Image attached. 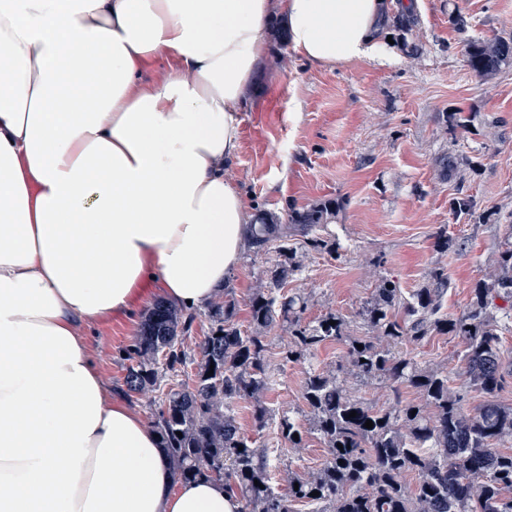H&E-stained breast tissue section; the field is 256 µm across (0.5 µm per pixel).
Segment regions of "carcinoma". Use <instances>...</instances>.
<instances>
[{
    "instance_id": "obj_1",
    "label": "carcinoma",
    "mask_w": 512,
    "mask_h": 512,
    "mask_svg": "<svg viewBox=\"0 0 512 512\" xmlns=\"http://www.w3.org/2000/svg\"><path fill=\"white\" fill-rule=\"evenodd\" d=\"M465 54L474 72L493 74L512 61V39L468 42ZM332 207L328 201L295 210L287 224L261 215L250 227L249 248L259 253L274 245L285 254L288 239L305 237L326 223ZM291 260L265 271V283L250 303L251 332L234 323L233 298L227 296L208 310L212 327L199 346L194 379L166 394L155 419L179 479L224 481L243 503L241 512H292L295 499L312 504L315 512H512V448H501L512 445V407L496 399L506 373L498 324L502 317L512 319V224L493 279L473 288L471 305L460 317L441 313L448 293L443 270L432 271L426 286L409 299L403 298L398 283L383 277L360 312L363 336L351 335L338 314L305 323V301L281 299L280 286L294 270ZM498 299L511 306L501 307ZM196 318L183 308L155 304L140 335L125 349L131 362L128 391L140 394L156 387L161 357L169 370L186 364L182 337ZM276 328L288 333L290 360L327 341L341 343L347 351L342 373L312 368L306 378L303 399L326 458L318 469L288 471L286 494L272 481L267 449L241 432L235 411L238 402L251 403L258 432L273 419L264 401L269 384L265 352L268 333ZM434 332L461 338L467 384L487 395L479 411L465 410V389L450 386L447 373L419 364L404 351ZM355 382L384 385L396 394L404 386L416 401L398 399L392 407L379 408L351 392ZM353 410L356 416L351 417ZM368 420L373 427H364ZM278 425L290 448L303 447L301 425L294 417L282 414ZM409 471L417 479L412 488L402 480Z\"/></svg>"
}]
</instances>
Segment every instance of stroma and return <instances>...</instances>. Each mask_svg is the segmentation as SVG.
<instances>
[{"instance_id":"1","label":"stroma","mask_w":512,"mask_h":512,"mask_svg":"<svg viewBox=\"0 0 512 512\" xmlns=\"http://www.w3.org/2000/svg\"><path fill=\"white\" fill-rule=\"evenodd\" d=\"M468 18L465 31L452 22ZM280 24L267 33L269 52L251 99L240 114L239 148L225 176L241 191L248 213H270L287 223L292 211L333 202L328 223L313 236L335 243L327 251L302 243V268L282 292L306 300L304 319L342 315L363 334L358 312L379 278L396 281L404 295L444 269L448 293L442 311L461 316L476 283L492 278L512 224V64L476 75L468 66V40L512 39V0H416L411 11L395 10L388 22L399 59L389 64L358 60L342 67L310 64L280 40ZM464 125H456L454 113ZM470 197L481 222L453 212L451 201ZM451 245L441 251L438 235ZM275 251L244 252L226 290L236 301L235 322L252 329L249 301ZM162 295L156 284L138 287L131 313L88 326L96 364L113 392L126 395L146 421H153L162 392L187 379L193 365L167 373L160 389L128 392L125 348L139 335L145 314ZM281 331L271 332L266 352L272 385L264 400L275 413L306 423L302 399L309 368L335 370L346 348L328 341L311 356L285 358ZM459 338L435 334L411 345L417 362L440 365L448 383L465 380ZM237 422L268 448L272 476L287 490L288 469L308 471L325 460V445L313 431L294 454L276 425L253 426L251 408L239 403Z\"/></svg>"}]
</instances>
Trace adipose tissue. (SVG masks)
<instances>
[{"label":"adipose tissue","mask_w":512,"mask_h":512,"mask_svg":"<svg viewBox=\"0 0 512 512\" xmlns=\"http://www.w3.org/2000/svg\"><path fill=\"white\" fill-rule=\"evenodd\" d=\"M397 5L0 0V512H241L223 481H177L84 329L145 279L204 308L238 266L250 217L224 169L269 22L314 64H383ZM156 57L174 64L141 87Z\"/></svg>","instance_id":"1"}]
</instances>
